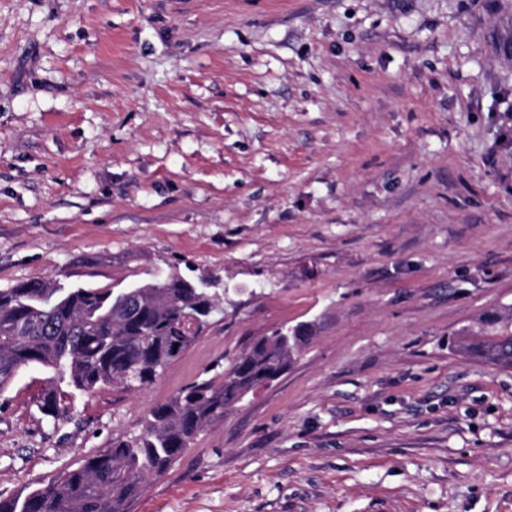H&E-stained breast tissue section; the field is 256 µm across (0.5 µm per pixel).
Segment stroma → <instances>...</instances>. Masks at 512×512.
<instances>
[{
    "label": "stroma",
    "mask_w": 512,
    "mask_h": 512,
    "mask_svg": "<svg viewBox=\"0 0 512 512\" xmlns=\"http://www.w3.org/2000/svg\"><path fill=\"white\" fill-rule=\"evenodd\" d=\"M217 281L149 386L0 393V494L140 429L277 328L310 337L132 512H512V0H0V288ZM453 336L454 351L501 370H512V308L478 316Z\"/></svg>",
    "instance_id": "1"
}]
</instances>
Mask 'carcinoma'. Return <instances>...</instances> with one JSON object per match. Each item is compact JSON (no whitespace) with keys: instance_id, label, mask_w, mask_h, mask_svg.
I'll use <instances>...</instances> for the list:
<instances>
[{"instance_id":"1","label":"carcinoma","mask_w":512,"mask_h":512,"mask_svg":"<svg viewBox=\"0 0 512 512\" xmlns=\"http://www.w3.org/2000/svg\"><path fill=\"white\" fill-rule=\"evenodd\" d=\"M214 295L176 272L153 274L131 288L53 281L0 289V392L20 370L46 374L40 411L54 420L72 410L71 394L105 385L128 390L152 383L194 339L186 328L203 319ZM309 339L299 327L273 331L241 352L220 383L201 380L152 408L139 433L58 473L45 485L0 498V512H130L151 475L163 473L210 423L224 417L270 374L282 373ZM454 351L512 370V308L478 316L456 333Z\"/></svg>"}]
</instances>
